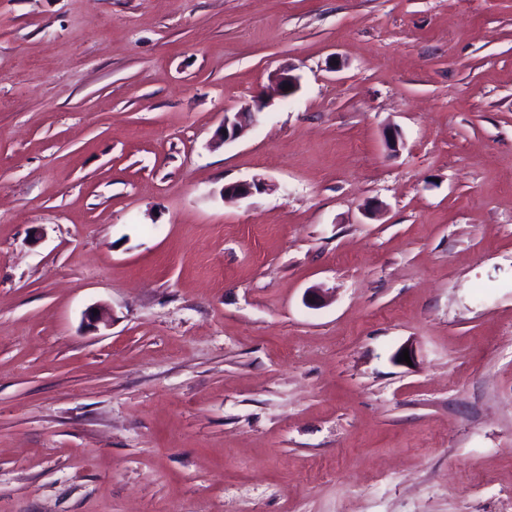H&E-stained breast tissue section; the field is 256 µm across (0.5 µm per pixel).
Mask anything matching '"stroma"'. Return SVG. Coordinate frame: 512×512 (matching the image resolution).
I'll use <instances>...</instances> for the list:
<instances>
[{
  "label": "stroma",
  "instance_id": "35a3bbf8",
  "mask_svg": "<svg viewBox=\"0 0 512 512\" xmlns=\"http://www.w3.org/2000/svg\"><path fill=\"white\" fill-rule=\"evenodd\" d=\"M0 512H512V0H0ZM246 110L225 113L224 122L219 133V138L224 143L241 138L256 122L257 114L260 112H245ZM270 185L260 178H254L251 181H240L225 185L223 195L230 198H247L256 193L270 191Z\"/></svg>",
  "mask_w": 512,
  "mask_h": 512
}]
</instances>
